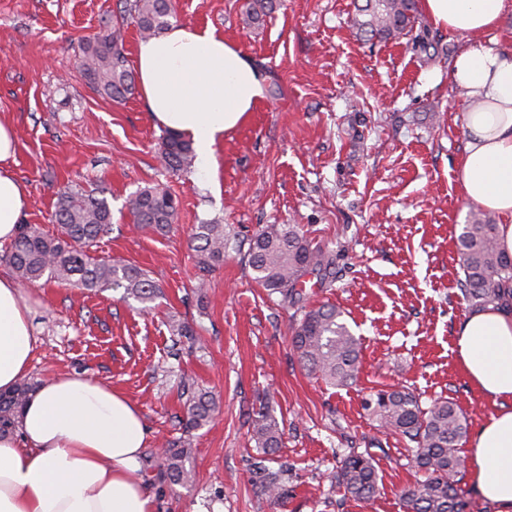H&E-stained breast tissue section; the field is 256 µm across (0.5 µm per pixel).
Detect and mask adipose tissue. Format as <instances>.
Returning <instances> with one entry per match:
<instances>
[{
    "label": "adipose tissue",
    "mask_w": 512,
    "mask_h": 512,
    "mask_svg": "<svg viewBox=\"0 0 512 512\" xmlns=\"http://www.w3.org/2000/svg\"><path fill=\"white\" fill-rule=\"evenodd\" d=\"M439 27L465 40L450 83L465 93L467 143L457 169L464 198L496 214L497 243L512 255V52L476 42L512 14V0H421ZM137 83L151 118L189 137L205 187L215 185L214 147L264 97V71L223 32L176 24L140 41ZM14 127L0 119V245L12 242L29 198L13 170ZM500 301L469 310L454 352L470 384L496 410L470 442L471 479L497 512H512V285ZM34 340L18 284L0 277V392L28 372ZM0 434V512H156L139 473L147 429L119 391L81 375L46 379Z\"/></svg>",
    "instance_id": "1"
}]
</instances>
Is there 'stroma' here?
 Instances as JSON below:
<instances>
[{"instance_id":"35a3bbf8","label":"stroma","mask_w":512,"mask_h":512,"mask_svg":"<svg viewBox=\"0 0 512 512\" xmlns=\"http://www.w3.org/2000/svg\"><path fill=\"white\" fill-rule=\"evenodd\" d=\"M247 3L174 0L179 23L222 31L267 75L262 105L216 145L217 186L204 190L197 171L161 167L166 130L140 95L116 104L84 78L80 41L112 20L116 0H0V118L16 128L14 170L29 196L23 223L56 234L58 187L99 190L112 228L96 256L130 261L164 292L144 305L119 288L21 287L35 339L27 378L86 374L141 410L149 430L141 474L159 512H194L201 500L223 512H405L400 491L417 475L405 441L366 415L365 395L406 386L425 406L449 397L474 428L495 410L453 351L468 310L456 238L476 211L456 179L464 101L448 82L463 40L421 12L415 31L427 48L408 37L360 42L355 0H278L250 27ZM156 185L179 200L163 234L134 224L126 207ZM204 219L231 233L223 263L206 275L189 243ZM271 224L301 225L333 254V282L310 276L305 288L309 304H336L359 338L355 383L331 388L302 370L289 340L299 311L254 282L239 239ZM174 319L194 323L196 342L172 335ZM185 378L219 401L214 418L188 433L178 421ZM262 403L284 430L268 458L251 438ZM183 436L195 478L172 486L158 448ZM351 448L377 469L371 502L343 498L334 482ZM259 461L280 471L284 501L256 492Z\"/></svg>"}]
</instances>
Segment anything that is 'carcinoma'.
<instances>
[{"instance_id":"cac0c4a2","label":"carcinoma","mask_w":512,"mask_h":512,"mask_svg":"<svg viewBox=\"0 0 512 512\" xmlns=\"http://www.w3.org/2000/svg\"><path fill=\"white\" fill-rule=\"evenodd\" d=\"M275 0H251L246 24L260 25ZM128 11L142 37L150 38L171 25L175 17L173 0H132ZM417 0H363L357 5L354 25L361 37L388 41L413 31ZM81 67L88 83L100 95L115 103L129 99L135 91V77L127 67L123 48V25L103 27L82 44ZM158 153L165 167L181 172L192 167L194 150L190 141L176 132L162 138ZM133 223L157 232L174 223L179 204L176 197L159 186L143 188L128 201ZM54 222L57 233L44 234L35 224L19 225L7 262L22 283L42 278L73 283L87 292L117 286L125 298L141 303L153 301L159 285L141 268L112 258L92 254L98 239L110 230L112 211L104 197L66 185L56 192ZM245 257L254 280L281 301L300 307L305 300V277L314 275L325 284L334 278V261L329 251L312 244L297 224H272L247 239ZM198 264L206 272L224 261L228 235L224 225L205 221L195 225L192 235ZM464 280L460 291L473 307L501 298V285L512 281V257L497 244L496 224L486 215L473 216L457 237ZM344 312L331 304L302 310L301 319L291 326V345L301 366L325 385L345 387L358 377L361 364L359 339L343 321ZM33 384L23 380L8 393L0 394V431L15 429L17 418ZM184 425L196 429L211 420L218 410L216 398L207 391L183 384ZM363 409L379 425L414 444L411 460L427 478L404 487L401 497L407 512H463L458 476L467 465L460 447L469 432L466 414L450 398L434 400L427 408L406 388L379 389L363 401ZM252 439L263 454L273 455L282 445V430L267 410L256 412ZM192 454L183 441L168 443L161 452L162 469L173 485L186 486L192 470L186 466ZM336 483L361 502L371 501L378 490V474L370 455L353 448L342 454ZM258 492L277 501L284 491L277 476L259 468L255 482Z\"/></svg>"}]
</instances>
